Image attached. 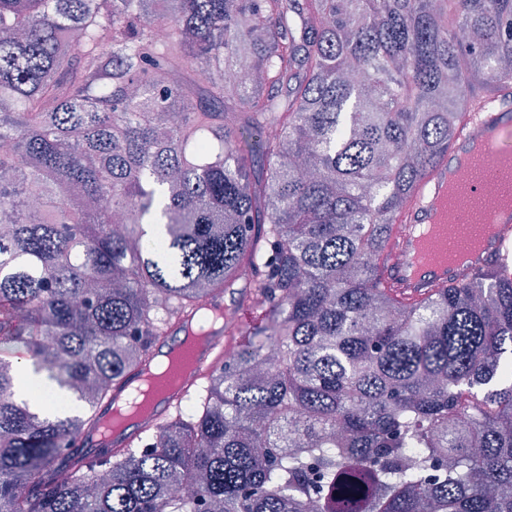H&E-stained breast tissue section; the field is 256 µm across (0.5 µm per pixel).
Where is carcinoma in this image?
<instances>
[{"label":"carcinoma","mask_w":512,"mask_h":512,"mask_svg":"<svg viewBox=\"0 0 512 512\" xmlns=\"http://www.w3.org/2000/svg\"><path fill=\"white\" fill-rule=\"evenodd\" d=\"M509 85L512 0H0V512H512V263L408 297L387 253ZM221 293L236 354L87 460Z\"/></svg>","instance_id":"1"}]
</instances>
